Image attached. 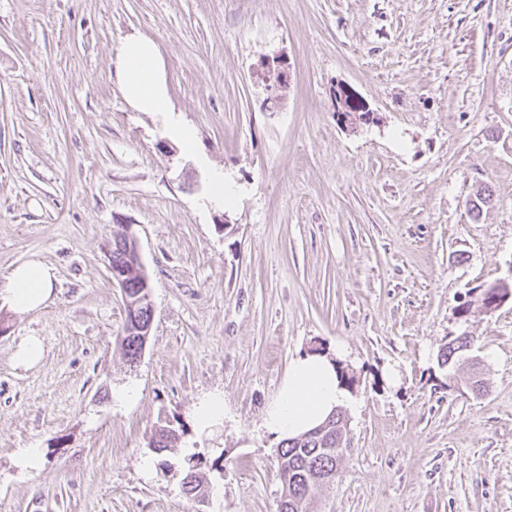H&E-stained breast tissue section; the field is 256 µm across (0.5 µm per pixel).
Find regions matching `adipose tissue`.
<instances>
[{
  "label": "adipose tissue",
  "instance_id": "ef3b65f1",
  "mask_svg": "<svg viewBox=\"0 0 512 512\" xmlns=\"http://www.w3.org/2000/svg\"><path fill=\"white\" fill-rule=\"evenodd\" d=\"M162 63L156 44L143 36L125 38L117 54V78L127 103L139 112L162 114L168 135L185 151H192V130L179 119L161 77ZM54 271L32 258L17 266L10 277L12 305L27 312L49 299ZM349 396L337 379L336 366L323 355L293 359L276 399L263 417L266 430L284 439L320 425Z\"/></svg>",
  "mask_w": 512,
  "mask_h": 512
}]
</instances>
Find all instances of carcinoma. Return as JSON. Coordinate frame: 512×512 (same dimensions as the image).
Masks as SVG:
<instances>
[{"mask_svg":"<svg viewBox=\"0 0 512 512\" xmlns=\"http://www.w3.org/2000/svg\"><path fill=\"white\" fill-rule=\"evenodd\" d=\"M492 203L491 193L485 187L473 191L470 199V216L478 218L484 207ZM512 293V279L504 286L494 283L482 289L469 303L458 306L459 318H465L471 308H484L497 297ZM129 324H124L120 346L128 360L133 361L142 351L143 341L139 336L126 334ZM473 337L463 332L448 341L442 352L443 363L453 365L463 352L470 350ZM342 411L329 417L325 427L320 431L308 432L293 438H286L280 443L278 455L280 459V475L288 477L282 481V495L279 512H313L314 491L323 485L332 483L339 473L344 452L334 450L336 442L342 440Z\"/></svg>","mask_w":512,"mask_h":512,"instance_id":"1","label":"carcinoma"}]
</instances>
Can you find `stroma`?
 Segmentation results:
<instances>
[{
  "label": "stroma",
  "instance_id": "stroma-1",
  "mask_svg": "<svg viewBox=\"0 0 512 512\" xmlns=\"http://www.w3.org/2000/svg\"><path fill=\"white\" fill-rule=\"evenodd\" d=\"M132 35L157 45L194 153L123 99ZM340 83L373 115L354 131ZM125 230L155 310L135 362L109 270ZM34 256L52 296L21 312L9 278ZM511 273L512 0H0V512H278L263 414L314 349L358 378L319 512H512V300L456 314ZM464 332L472 349L440 366ZM216 390L224 422L199 435ZM165 422L179 440L159 453ZM194 455L224 459L204 505L182 489ZM261 65L267 70L266 100H275L281 96L280 92L286 87L287 74L282 67L284 62L278 57L272 60L267 58L261 61ZM350 91V88L344 84H339L334 89L333 93H336V117L342 127L347 130H355L363 120H366V118L363 117V119H360L358 116L347 115L345 113V98L347 93H350ZM193 416L200 433L208 434L224 421V394L216 391L200 397Z\"/></svg>",
  "mask_w": 512,
  "mask_h": 512
}]
</instances>
